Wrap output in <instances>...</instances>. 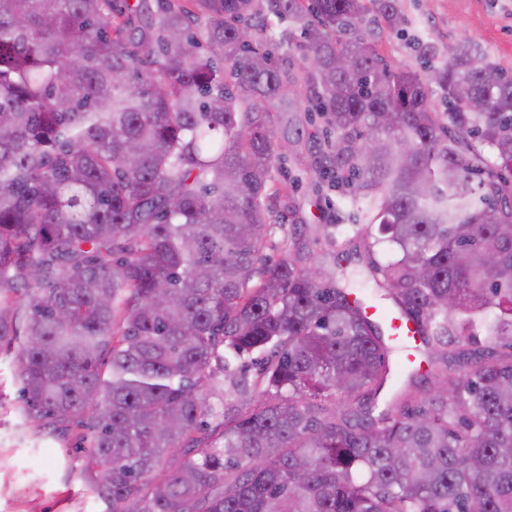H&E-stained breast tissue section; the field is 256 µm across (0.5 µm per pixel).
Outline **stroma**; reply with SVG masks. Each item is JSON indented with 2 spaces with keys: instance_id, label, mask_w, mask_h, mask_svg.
Listing matches in <instances>:
<instances>
[{
  "instance_id": "1",
  "label": "stroma",
  "mask_w": 512,
  "mask_h": 512,
  "mask_svg": "<svg viewBox=\"0 0 512 512\" xmlns=\"http://www.w3.org/2000/svg\"><path fill=\"white\" fill-rule=\"evenodd\" d=\"M406 19L402 31L381 30L379 53L392 67L425 73L426 45L437 48L436 62L462 37H475L483 54L512 75V0H399ZM275 173L276 198L269 205L282 215L271 225L264 253L278 259L288 251L317 259L333 268L342 256L347 273L356 283V295L374 289L369 260L383 263L392 253L385 246L367 255L360 237L348 233L332 240L325 232L346 223V207L336 191L319 187L317 155L304 141L285 151ZM512 353V348L485 339L456 344L448 358V373L457 376L480 359ZM22 381L12 352L0 348V512H112L98 493L104 476L84 467L86 443L82 429L55 431L25 421L18 413Z\"/></svg>"
}]
</instances>
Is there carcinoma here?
Listing matches in <instances>:
<instances>
[{
  "label": "carcinoma",
  "instance_id": "cac0c4a2",
  "mask_svg": "<svg viewBox=\"0 0 512 512\" xmlns=\"http://www.w3.org/2000/svg\"><path fill=\"white\" fill-rule=\"evenodd\" d=\"M190 2L0 0L21 414L86 430L112 512H512V356L448 376L454 343L512 348V76L472 39L428 78L391 68L369 15L400 30L398 0ZM268 14L303 39L306 107L255 40ZM271 107L296 144L303 112L335 133L320 178L397 251L368 299L417 324L414 360L333 274L263 259ZM254 353L259 392L228 363Z\"/></svg>",
  "mask_w": 512,
  "mask_h": 512
}]
</instances>
